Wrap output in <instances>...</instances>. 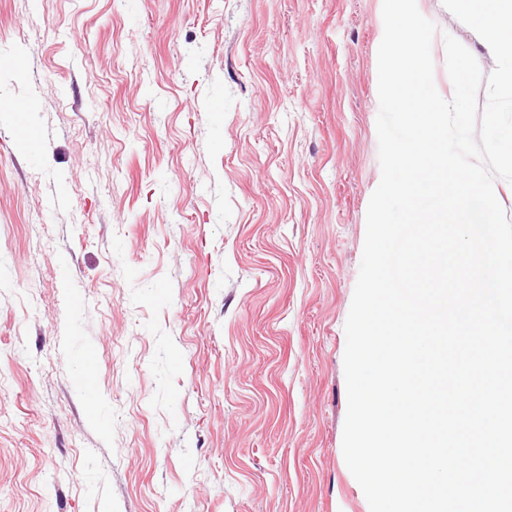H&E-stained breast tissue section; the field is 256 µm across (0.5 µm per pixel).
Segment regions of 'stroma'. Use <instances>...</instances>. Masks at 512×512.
I'll return each mask as SVG.
<instances>
[{"label":"stroma","instance_id":"35a3bbf8","mask_svg":"<svg viewBox=\"0 0 512 512\" xmlns=\"http://www.w3.org/2000/svg\"><path fill=\"white\" fill-rule=\"evenodd\" d=\"M382 5L0 0V106L47 138L0 122V512H370L343 357ZM417 6L440 95L444 35L493 71Z\"/></svg>","mask_w":512,"mask_h":512}]
</instances>
